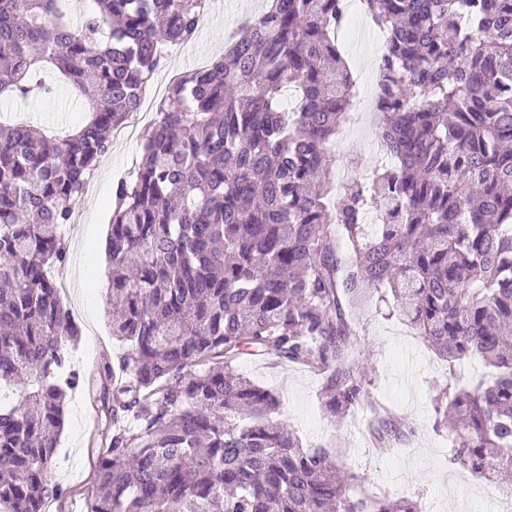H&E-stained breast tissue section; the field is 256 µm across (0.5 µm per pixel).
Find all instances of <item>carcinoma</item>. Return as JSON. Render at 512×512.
<instances>
[{"label":"carcinoma","mask_w":512,"mask_h":512,"mask_svg":"<svg viewBox=\"0 0 512 512\" xmlns=\"http://www.w3.org/2000/svg\"><path fill=\"white\" fill-rule=\"evenodd\" d=\"M210 0H0V98L65 85L87 99L56 138L0 123V512H46L68 393L98 391L108 431L87 512H420L361 490L278 419L280 397L237 372L273 354L323 374L332 417L367 406L372 436L414 427L372 402L345 303L390 290L453 364L451 461L512 497V0H362L386 33L377 69L382 169L339 187L331 145L356 97L336 43L347 0H270L224 54L168 87L141 161L112 193V337L98 375L67 370L80 330L55 270L64 228L166 47ZM296 105L286 108L287 91ZM383 223L369 233L373 208Z\"/></svg>","instance_id":"1"}]
</instances>
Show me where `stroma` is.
I'll use <instances>...</instances> for the list:
<instances>
[{
    "mask_svg": "<svg viewBox=\"0 0 512 512\" xmlns=\"http://www.w3.org/2000/svg\"><path fill=\"white\" fill-rule=\"evenodd\" d=\"M359 0H349L347 22L338 46L353 74L357 88L368 91L375 83L382 45L376 28L361 16ZM264 0H222L219 12L203 18L196 39L158 70L159 86H167L171 71L199 68L224 52L226 28L240 24L258 13ZM30 121L52 134L64 136L85 118L82 99L73 90L36 98L28 114ZM379 124L374 113L349 112L331 149V171L335 184L348 178L368 179L376 164L373 147ZM140 159L138 139L113 143L111 152L96 168L97 179L88 194L74 207V222L65 229L69 258L56 279L65 285L81 330L76 347L71 348L72 368L90 371L119 356L121 346L110 329V301L103 285L110 263L102 248L110 231L112 189L118 179L132 171ZM348 314L355 333L349 349L365 372V386L374 397L388 405L395 416L406 418L417 433L407 441H386L372 447L368 437L369 419H333L322 405L321 375L308 367L289 363L273 355L243 356L240 373L279 393L281 418L298 434L306 447L322 445L335 449L336 466L360 476L361 487L375 495L392 499L416 496L422 512H496L500 494L493 485L450 464L452 443L447 427L437 425L434 400L454 382L464 385L478 379L480 362L471 368H449L419 335L389 310L377 293L349 305ZM108 422L101 406L83 390L69 394L64 429L56 457L60 468L55 480L70 492V502L83 503L95 491L92 436H103Z\"/></svg>",
    "mask_w": 512,
    "mask_h": 512,
    "instance_id": "1",
    "label": "stroma"
}]
</instances>
